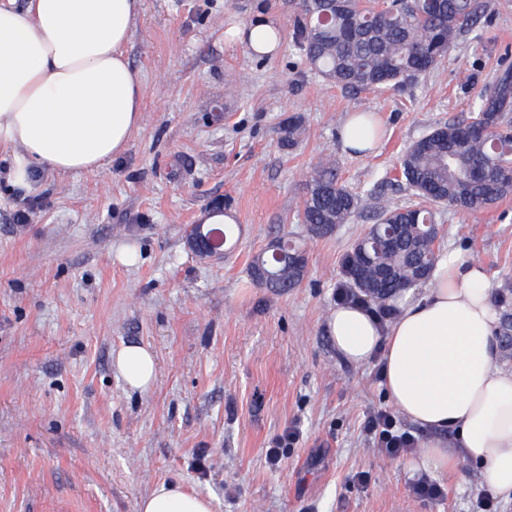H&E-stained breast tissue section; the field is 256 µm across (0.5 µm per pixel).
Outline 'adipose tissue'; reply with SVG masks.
Listing matches in <instances>:
<instances>
[{"mask_svg": "<svg viewBox=\"0 0 512 512\" xmlns=\"http://www.w3.org/2000/svg\"><path fill=\"white\" fill-rule=\"evenodd\" d=\"M140 8L141 0H28L22 9L0 0V149L21 169L91 172L125 151L143 112L124 52ZM224 39L258 57L282 46L266 19L230 26ZM391 305L383 324L366 307L336 305L326 330L337 353L353 365L382 356L388 398L426 434L425 468L474 463L486 489L512 502V368L497 364L500 317L486 271L452 250L424 293L407 290ZM116 368L142 390L157 361L132 344L118 351ZM138 512H214V504L170 481L143 496Z\"/></svg>", "mask_w": 512, "mask_h": 512, "instance_id": "ef3b65f1", "label": "adipose tissue"}]
</instances>
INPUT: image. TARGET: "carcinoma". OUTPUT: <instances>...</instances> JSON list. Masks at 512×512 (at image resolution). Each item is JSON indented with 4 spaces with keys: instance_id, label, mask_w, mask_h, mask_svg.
I'll list each match as a JSON object with an SVG mask.
<instances>
[{
    "instance_id": "1",
    "label": "carcinoma",
    "mask_w": 512,
    "mask_h": 512,
    "mask_svg": "<svg viewBox=\"0 0 512 512\" xmlns=\"http://www.w3.org/2000/svg\"><path fill=\"white\" fill-rule=\"evenodd\" d=\"M294 39L307 64L324 81L363 92L398 88L442 64L458 37L486 19L480 0H295ZM512 69L500 70L474 103L469 118L440 125L413 142L401 160L405 184L419 202L404 208L377 206L376 223L401 224L396 243L371 254L389 277L349 284L369 288L364 296L383 302L424 280L439 255L440 230L432 206L463 212L485 209L512 192ZM363 197L336 179L325 163L308 185L302 221L323 237L363 210ZM276 260L263 253L250 264L252 278L271 274L263 285L275 291L303 278L299 247H281ZM503 313L501 355L512 351V282L497 291Z\"/></svg>"
}]
</instances>
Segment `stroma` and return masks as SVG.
Segmentation results:
<instances>
[{"label":"stroma","instance_id":"obj_1","mask_svg":"<svg viewBox=\"0 0 512 512\" xmlns=\"http://www.w3.org/2000/svg\"><path fill=\"white\" fill-rule=\"evenodd\" d=\"M485 5L489 23L462 34L439 68L355 96L305 62L293 0H142L125 52L144 109L126 151L93 173L22 180L0 153V512H138L173 480L214 512H475L486 489L466 461L435 475L443 498L412 494L421 452L385 457L364 432L392 408L378 363L348 365L326 334L344 257L372 210L325 238L308 235L300 212L325 158L354 193L413 202L398 178L404 150L467 118L512 66V0ZM260 16L281 30L278 56L225 44V29ZM356 102L383 126L365 154L338 136ZM216 200L235 224L211 262L185 237ZM20 208L31 223H12ZM436 212L443 248L482 265L491 287L512 280V194L479 212ZM279 238L307 262L283 293L249 275ZM128 344L156 356L146 389L128 388L113 364ZM291 427L298 440L270 468L265 448Z\"/></svg>","mask_w":512,"mask_h":512}]
</instances>
